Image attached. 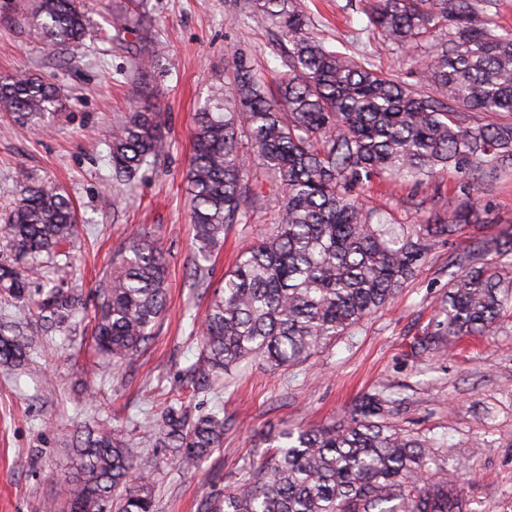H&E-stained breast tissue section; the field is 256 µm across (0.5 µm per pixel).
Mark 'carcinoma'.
<instances>
[{
	"label": "carcinoma",
	"mask_w": 512,
	"mask_h": 512,
	"mask_svg": "<svg viewBox=\"0 0 512 512\" xmlns=\"http://www.w3.org/2000/svg\"><path fill=\"white\" fill-rule=\"evenodd\" d=\"M498 0H370V25L384 43L422 47L427 63L412 87L365 58L329 50L292 0H246L245 12L270 21L284 44L283 71L270 91L242 62L232 92L218 87L194 116L186 175L194 232V279L209 286L205 263L231 224L279 195L273 232L247 246L213 293L198 327L201 352L191 372L217 380L245 360L276 369L306 361L383 309L413 278L430 241L449 239L471 222L461 201L433 224L397 228L365 206L358 189L388 175L423 184L441 170L460 192L483 170L512 167V30L494 17ZM28 21L49 45L85 37L83 0H33ZM132 19L113 13L112 39L126 41ZM134 75L153 57L147 34L129 48ZM55 86L33 76L0 78V108L23 131L56 115ZM112 179L131 183L165 152L159 108L116 114L108 143ZM78 234L71 199L44 185L19 190L0 236L23 266L0 264V294L49 335L67 325L77 300L59 288H31L50 257ZM448 292L417 341L445 350L489 331L512 310V237L479 242L454 257ZM94 340L118 362L147 350L167 309L163 249L146 232L132 237L109 278L95 290ZM33 338L18 322L0 321V363L21 367ZM394 400L365 395L339 422L285 428L272 452L246 471L208 512H468L460 480L448 478L433 444L391 425ZM221 411L190 417L167 405L153 422L154 447L171 449L181 470L199 467L224 445ZM62 497L43 512H154L157 457L133 456L121 434L96 423L76 440Z\"/></svg>",
	"instance_id": "1"
}]
</instances>
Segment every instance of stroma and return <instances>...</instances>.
I'll list each match as a JSON object with an SVG mask.
<instances>
[{
    "mask_svg": "<svg viewBox=\"0 0 512 512\" xmlns=\"http://www.w3.org/2000/svg\"><path fill=\"white\" fill-rule=\"evenodd\" d=\"M295 2L327 48L370 52L377 67L419 83L421 64H408L407 50L382 44L370 31L368 0ZM116 3L87 0L90 34L74 48L47 45L24 19L25 0L0 10V76L43 77L59 98L58 118L37 133L21 132L0 116V222L20 184L64 190L77 208L80 234L69 252L50 261L49 271L82 299L64 331L38 344L29 369L0 364V512H41L46 499L60 496L57 479L69 467V439L97 422L118 429L131 454L154 452L160 462L156 512H203L267 457L268 435L286 426L328 424L375 389L395 399L393 424L440 444L449 474L465 482L468 512H512V313L493 332L465 337L448 351L413 347L448 289L449 256L512 231V171L476 175L477 222L434 243L391 303L334 344L286 370L256 357L221 383L192 384L187 370L200 346L191 330L213 296L192 277L186 174L193 115L213 85L228 84L233 58L274 85L280 48L271 23L244 16L241 0H144L141 22L155 39L156 56L138 84L128 76L123 44L99 35L111 29ZM148 103L163 114L167 152L132 184L113 185L107 157L113 115ZM455 181L445 170L418 186L382 178L362 197L392 223L431 224L457 205ZM275 205L268 200L251 223L230 227L209 263L212 286L239 251L269 234ZM141 229L163 248L168 311L145 354L105 364L92 350L95 288ZM173 400L194 416L223 408L228 420L223 447L194 470L177 469L165 449L153 446L150 424Z\"/></svg>",
    "mask_w": 512,
    "mask_h": 512,
    "instance_id": "1",
    "label": "stroma"
}]
</instances>
